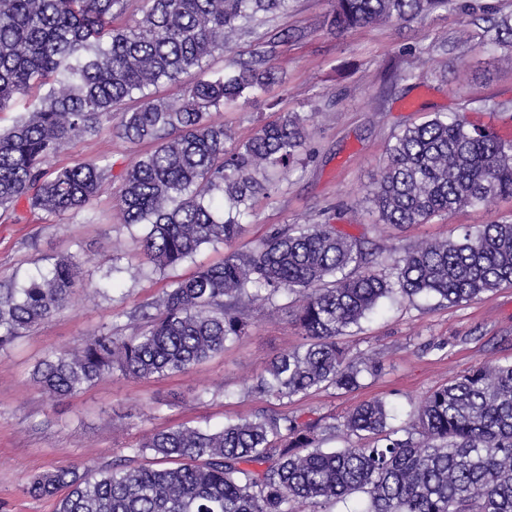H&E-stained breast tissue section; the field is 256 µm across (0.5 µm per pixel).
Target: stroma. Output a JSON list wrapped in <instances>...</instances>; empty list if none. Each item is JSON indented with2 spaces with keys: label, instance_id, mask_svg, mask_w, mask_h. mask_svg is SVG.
I'll return each mask as SVG.
<instances>
[{
  "label": "stroma",
  "instance_id": "35a3bbf8",
  "mask_svg": "<svg viewBox=\"0 0 512 512\" xmlns=\"http://www.w3.org/2000/svg\"><path fill=\"white\" fill-rule=\"evenodd\" d=\"M478 3L483 13L439 10L406 25L342 33L328 25L332 0H289L287 12L263 18L260 37L302 32L278 48L279 83L236 107L211 110L208 119L239 144L280 115L309 116L312 156L277 171L273 190L257 196L238 239L203 246L175 268L147 264L139 229L121 217L123 176L145 145L105 129L49 161L52 173L94 160L109 166L110 179L85 211L54 215L22 204L16 220H0V277L30 278L61 256L79 262L68 303L0 351V512H55L54 499L27 492L34 475L131 458L143 436L179 426L214 430L258 412L321 417L336 427L327 447L340 448L351 440L343 422L361 402L385 401L393 409L389 424L398 429L431 390L484 362L512 360V286H505L458 306L398 295L384 301L339 339L350 356L369 353L381 363L377 375L351 392L321 388L289 400L253 393L270 360L304 342L281 297L252 305L246 335L181 372L149 379L116 372L58 401L34 379L48 354L99 330L131 334L129 314L156 301L173 280L222 263L285 225L333 224L376 244L382 250L376 270L387 274L399 252L421 241L511 221L512 199L401 227L379 223L371 201L396 135L433 113L466 110L470 121L512 141V114L488 109L512 104V67L503 62V49L481 46L488 19L512 15V0ZM410 71L415 79H407Z\"/></svg>",
  "mask_w": 512,
  "mask_h": 512
}]
</instances>
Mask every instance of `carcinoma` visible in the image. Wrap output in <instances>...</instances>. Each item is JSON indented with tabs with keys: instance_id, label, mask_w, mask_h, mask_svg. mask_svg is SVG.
I'll use <instances>...</instances> for the list:
<instances>
[{
	"instance_id": "obj_1",
	"label": "carcinoma",
	"mask_w": 512,
	"mask_h": 512,
	"mask_svg": "<svg viewBox=\"0 0 512 512\" xmlns=\"http://www.w3.org/2000/svg\"><path fill=\"white\" fill-rule=\"evenodd\" d=\"M289 0H149L132 26L115 27L128 0H0V112L45 85L0 133V217L15 205L78 212L109 179L95 161L47 175L72 141L108 127L153 147L124 174L123 221L143 226L146 260L164 271L202 246L242 235L252 201L268 194V172L305 151L308 117L288 113L228 151L211 109L249 98L275 79L276 39L251 41L222 74L192 85L180 103L151 96L253 34L259 14ZM439 9L474 11L468 0H334L338 31L409 23ZM119 116L118 123L112 117ZM379 223L424 224L496 198L512 199V142L474 125L464 112H437L388 148L371 192ZM374 252L333 224L273 229L245 252L174 280L130 316L147 328L130 336L99 331L47 356L36 383L54 400L120 371L135 378L181 372L224 351L249 326L248 306L290 295L305 343L275 358L255 393L291 399L321 387L350 391L378 372L373 357L351 358L337 338L395 293L466 303L512 285V222L423 241L396 256L392 273L372 270ZM73 258L17 286L0 280V350L67 302ZM366 401L346 418L362 446L324 449L335 431L287 413L254 415L218 430L181 426L133 449L150 466L113 461L35 475L27 491L58 497L56 512H292L362 494L360 512H512V362L479 366L433 391L407 426Z\"/></svg>"
}]
</instances>
